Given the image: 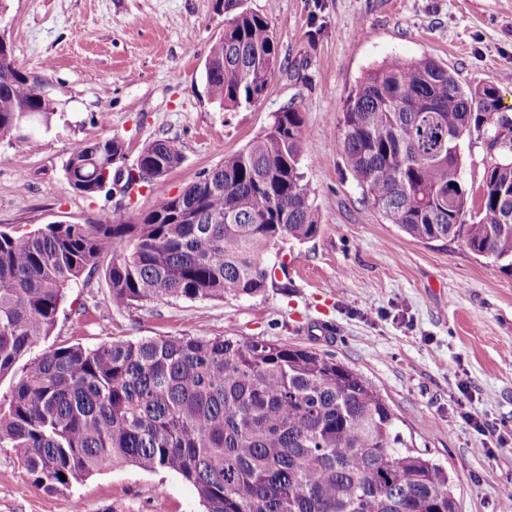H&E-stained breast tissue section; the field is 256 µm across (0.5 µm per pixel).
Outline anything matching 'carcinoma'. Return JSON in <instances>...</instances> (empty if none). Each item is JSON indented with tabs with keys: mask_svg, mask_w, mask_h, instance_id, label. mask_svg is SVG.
<instances>
[{
	"mask_svg": "<svg viewBox=\"0 0 512 512\" xmlns=\"http://www.w3.org/2000/svg\"><path fill=\"white\" fill-rule=\"evenodd\" d=\"M224 12L203 79L214 100L237 108L265 93L278 44L266 19L238 0H224ZM55 113L44 81L21 70L1 42L0 138L32 147ZM499 117L495 87L466 90L430 56L394 59L345 99V164L373 208L410 237L460 240L511 271L512 128L470 223L461 179V141L496 130ZM302 127L300 109L275 113L244 149L147 211L1 230L0 378L52 333L65 290L106 256L117 307L268 288L281 245L319 232L300 172ZM125 159L115 136L80 143L65 164L68 185L96 197ZM182 160L177 140L159 139L135 166L158 179ZM0 448L12 449L50 493L132 464L181 476L205 512H457L447 469L409 443L372 385L325 355L269 340L186 335L51 346L0 405Z\"/></svg>",
	"mask_w": 512,
	"mask_h": 512,
	"instance_id": "obj_1",
	"label": "carcinoma"
}]
</instances>
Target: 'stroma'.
I'll return each instance as SVG.
<instances>
[{
    "label": "stroma",
    "mask_w": 512,
    "mask_h": 512,
    "mask_svg": "<svg viewBox=\"0 0 512 512\" xmlns=\"http://www.w3.org/2000/svg\"><path fill=\"white\" fill-rule=\"evenodd\" d=\"M263 16L280 67L257 103L227 109L202 78L224 34L223 0H10L0 31L17 65L42 76L57 111L35 148L0 139V230L84 223L152 208L196 182L297 106L314 158H302L318 235L287 242L288 285L256 296L114 307L105 267L67 289L55 329L36 344L162 336L265 339L308 348L370 382L415 448L447 468L458 512L512 502V274L459 241H417L376 213L347 172L338 122L371 68L430 56L461 87L499 91L512 116V0H241ZM108 124H101V117ZM122 139L126 162L174 138L183 161L128 200L74 193L64 164L87 140ZM461 175L477 212L499 156L475 134ZM484 431H477V424ZM203 512L179 475L110 466L51 494L0 448V512Z\"/></svg>",
    "instance_id": "stroma-1"
}]
</instances>
